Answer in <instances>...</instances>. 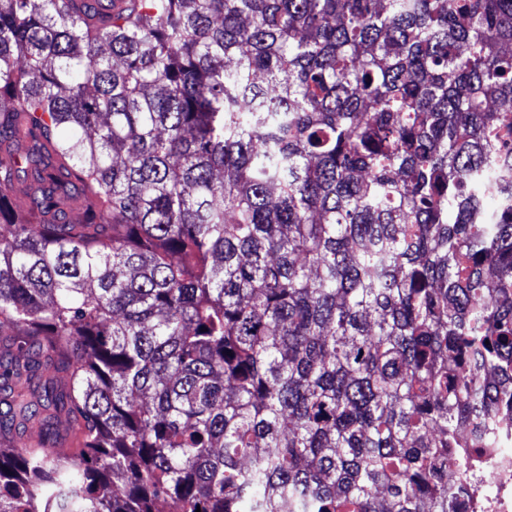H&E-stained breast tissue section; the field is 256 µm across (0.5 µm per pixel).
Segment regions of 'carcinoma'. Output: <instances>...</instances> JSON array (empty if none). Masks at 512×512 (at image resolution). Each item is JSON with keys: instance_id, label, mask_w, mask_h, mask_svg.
Returning <instances> with one entry per match:
<instances>
[{"instance_id": "cac0c4a2", "label": "carcinoma", "mask_w": 512, "mask_h": 512, "mask_svg": "<svg viewBox=\"0 0 512 512\" xmlns=\"http://www.w3.org/2000/svg\"><path fill=\"white\" fill-rule=\"evenodd\" d=\"M507 46L512 0H0V512H458Z\"/></svg>"}]
</instances>
